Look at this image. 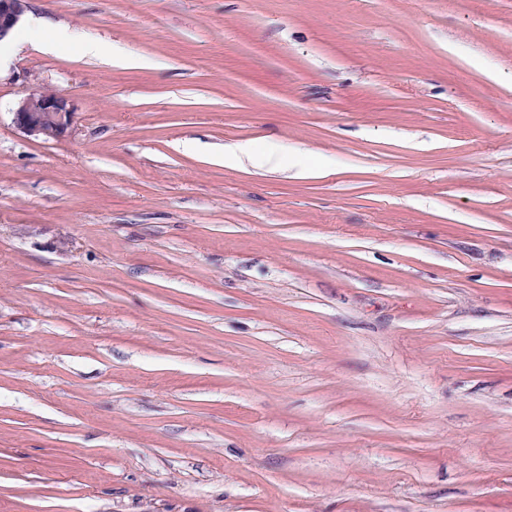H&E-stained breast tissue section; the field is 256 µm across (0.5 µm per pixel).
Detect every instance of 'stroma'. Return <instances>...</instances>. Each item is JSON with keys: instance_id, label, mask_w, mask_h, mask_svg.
I'll return each instance as SVG.
<instances>
[{"instance_id": "1", "label": "stroma", "mask_w": 512, "mask_h": 512, "mask_svg": "<svg viewBox=\"0 0 512 512\" xmlns=\"http://www.w3.org/2000/svg\"><path fill=\"white\" fill-rule=\"evenodd\" d=\"M38 17L70 42L0 44V512H512V0ZM47 89L57 142L13 123ZM75 110L67 96L41 91L23 98L13 112L15 126L26 136L45 142L61 141L74 128ZM241 154L249 155L254 164L264 167L275 168L279 165L281 156L274 150L257 152L250 145H239L231 152L224 153V163L238 162Z\"/></svg>"}]
</instances>
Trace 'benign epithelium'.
I'll list each match as a JSON object with an SVG mask.
<instances>
[{"label": "benign epithelium", "mask_w": 512, "mask_h": 512, "mask_svg": "<svg viewBox=\"0 0 512 512\" xmlns=\"http://www.w3.org/2000/svg\"><path fill=\"white\" fill-rule=\"evenodd\" d=\"M26 3L27 0H0V43L12 36L26 10ZM13 122L28 137L45 142L61 141L73 131L75 110L67 96L41 91L18 103Z\"/></svg>", "instance_id": "7a95c632"}]
</instances>
